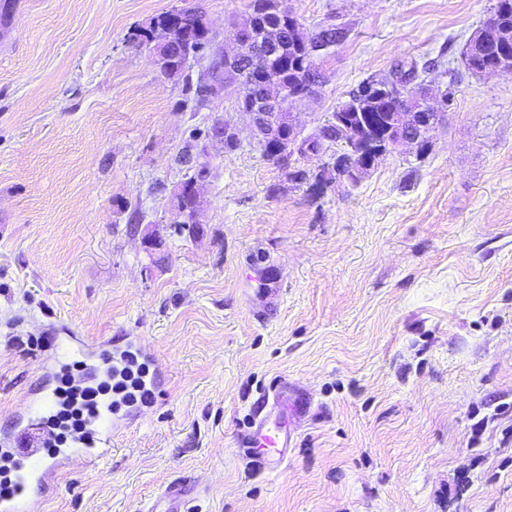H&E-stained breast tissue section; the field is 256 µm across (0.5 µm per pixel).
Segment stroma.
<instances>
[{
	"instance_id": "1",
	"label": "stroma",
	"mask_w": 512,
	"mask_h": 512,
	"mask_svg": "<svg viewBox=\"0 0 512 512\" xmlns=\"http://www.w3.org/2000/svg\"><path fill=\"white\" fill-rule=\"evenodd\" d=\"M493 3L281 0L345 34L304 133L401 63L453 92L426 154L353 186L331 146L290 179L235 93L196 102L130 39L195 7L230 48L249 0H0V433L51 382L52 323L137 340L163 379L42 512H148L177 479L191 512H512V74L462 64ZM216 118L235 150L193 139ZM201 164L191 229L169 199ZM273 390L309 401L275 472L238 446Z\"/></svg>"
}]
</instances>
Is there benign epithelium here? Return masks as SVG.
Segmentation results:
<instances>
[{
    "label": "benign epithelium",
    "instance_id": "7a95c632",
    "mask_svg": "<svg viewBox=\"0 0 512 512\" xmlns=\"http://www.w3.org/2000/svg\"><path fill=\"white\" fill-rule=\"evenodd\" d=\"M280 26L273 22L266 26L264 38L249 34L236 27L235 40L248 51L253 66L262 71V84L278 81V69L270 60L279 52ZM470 47L492 48L495 58L492 63L472 68L476 76H491L512 73V30L505 31L488 18L468 40ZM306 98L303 91L288 94V99L275 104L263 97L252 98L250 104L241 108L249 116L252 141L269 160L289 163L291 157L300 154L299 146L304 141L302 128L292 122L288 140L280 141L277 125V110H290L293 105ZM440 112L434 105L430 89L419 82L417 73L406 71L390 77H379L365 91L349 96L334 112L326 124L311 134L322 137L326 129L336 131L332 139L324 142L336 145L334 169L338 178L354 184L370 171L378 159L390 150L411 146L416 152H424L430 144V133L438 123ZM239 134L236 126L218 119L213 122L207 138L224 142V133Z\"/></svg>",
    "mask_w": 512,
    "mask_h": 512
}]
</instances>
